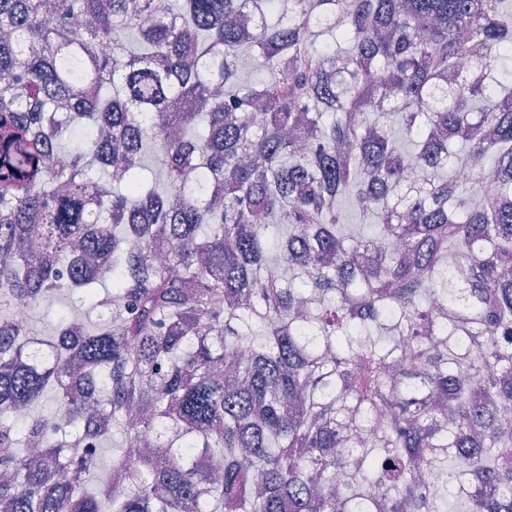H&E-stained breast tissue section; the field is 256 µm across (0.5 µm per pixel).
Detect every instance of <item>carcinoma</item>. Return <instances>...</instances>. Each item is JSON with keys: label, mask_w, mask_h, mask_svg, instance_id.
Segmentation results:
<instances>
[{"label": "carcinoma", "mask_w": 512, "mask_h": 512, "mask_svg": "<svg viewBox=\"0 0 512 512\" xmlns=\"http://www.w3.org/2000/svg\"><path fill=\"white\" fill-rule=\"evenodd\" d=\"M0 512H512V0H0ZM88 310L89 306L79 301L77 296L71 298L64 296L57 301L56 306L53 308L47 309L41 307L35 309L31 315V323L38 333L49 336L53 334L59 314L71 312L73 314L84 315Z\"/></svg>", "instance_id": "carcinoma-1"}]
</instances>
